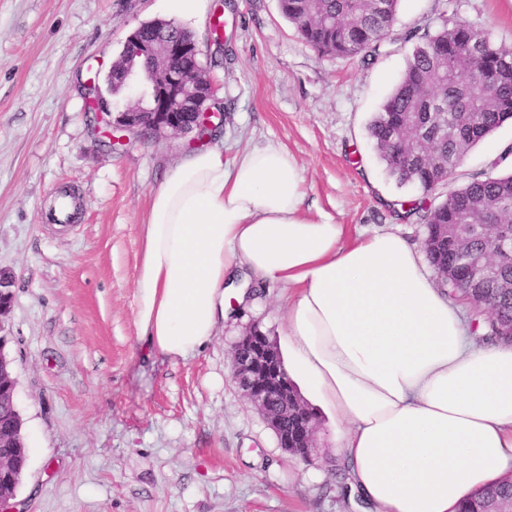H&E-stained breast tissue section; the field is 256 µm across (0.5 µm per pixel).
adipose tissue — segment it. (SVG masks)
Wrapping results in <instances>:
<instances>
[{
    "instance_id": "adipose-tissue-1",
    "label": "adipose tissue",
    "mask_w": 512,
    "mask_h": 512,
    "mask_svg": "<svg viewBox=\"0 0 512 512\" xmlns=\"http://www.w3.org/2000/svg\"><path fill=\"white\" fill-rule=\"evenodd\" d=\"M304 201L279 145L178 160L142 225L139 336L183 359L252 284L288 287V374L333 418L352 494L370 512H458L512 472V342L478 343L400 233L347 244L344 225Z\"/></svg>"
}]
</instances>
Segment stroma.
Listing matches in <instances>:
<instances>
[{
    "label": "stroma",
    "instance_id": "obj_1",
    "mask_svg": "<svg viewBox=\"0 0 512 512\" xmlns=\"http://www.w3.org/2000/svg\"><path fill=\"white\" fill-rule=\"evenodd\" d=\"M170 18L168 0H0V268L15 275L7 352L29 456L10 512H358L327 417H317V457L303 461L231 380L246 327L284 335L281 286L256 285L187 358L137 339L149 193L189 144L109 149L84 93L104 84L130 34ZM444 18L512 45V0H401L394 32ZM176 21L211 67L225 158L281 145L302 170L306 206L353 234L397 230L422 244L424 225L390 208L420 192L387 176L367 133L411 44L398 39L372 65L327 57L279 0H201ZM510 141L508 122L470 151L454 186L493 174L495 149Z\"/></svg>",
    "mask_w": 512,
    "mask_h": 512
}]
</instances>
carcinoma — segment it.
I'll return each mask as SVG.
<instances>
[{
  "instance_id": "1",
  "label": "carcinoma",
  "mask_w": 512,
  "mask_h": 512,
  "mask_svg": "<svg viewBox=\"0 0 512 512\" xmlns=\"http://www.w3.org/2000/svg\"><path fill=\"white\" fill-rule=\"evenodd\" d=\"M400 0H280L283 15L319 53L360 57L372 65L385 54ZM413 43L403 75L368 130L386 171L398 185L418 186L423 197L402 220L426 225L425 252L448 296L474 309V329L493 340L512 322V258L499 260L492 277L474 280L461 255L448 246L449 225L494 224L512 238V171L448 188L469 151L512 120V47L461 20L433 29L411 28ZM472 254L495 248L485 236L468 239ZM512 497L506 478L464 499L460 512H488Z\"/></svg>"
}]
</instances>
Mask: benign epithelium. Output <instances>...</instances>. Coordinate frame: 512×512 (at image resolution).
Here are the masks:
<instances>
[{"mask_svg": "<svg viewBox=\"0 0 512 512\" xmlns=\"http://www.w3.org/2000/svg\"><path fill=\"white\" fill-rule=\"evenodd\" d=\"M199 53L193 37L162 29L154 38H145L135 30L124 45L127 62L110 71L112 80L127 88L129 102L106 112L108 123L120 135L112 145L125 144L131 133L141 142L164 136L196 133L202 122L214 126L219 113L209 107L214 88L206 71L184 66L187 58ZM512 253V240L500 238L494 253L468 262L470 275L490 277L496 259ZM14 276L0 270V405L14 406L16 379L3 349L9 341L5 317L12 305ZM232 379L242 395L266 420L281 448L311 460L318 448L316 418L296 396H289L291 381L283 366L276 342L253 324L236 343L232 353ZM22 427L12 423L0 427V446L24 447ZM23 470L0 459V508L8 505L21 482Z\"/></svg>", "mask_w": 512, "mask_h": 512, "instance_id": "obj_1", "label": "benign epithelium"}]
</instances>
